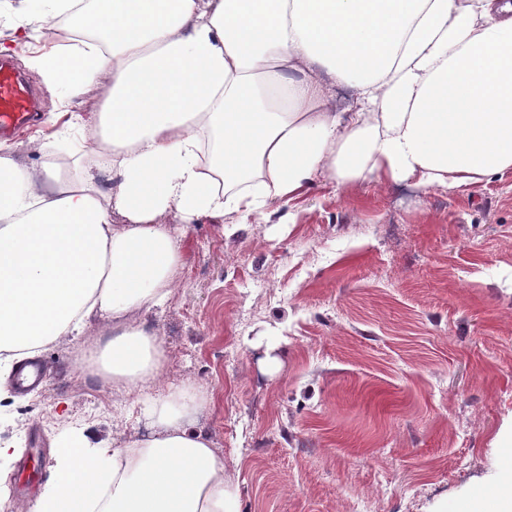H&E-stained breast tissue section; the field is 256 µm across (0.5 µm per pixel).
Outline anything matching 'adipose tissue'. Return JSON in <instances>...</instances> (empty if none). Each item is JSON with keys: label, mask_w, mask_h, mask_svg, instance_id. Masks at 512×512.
<instances>
[{"label": "adipose tissue", "mask_w": 512, "mask_h": 512, "mask_svg": "<svg viewBox=\"0 0 512 512\" xmlns=\"http://www.w3.org/2000/svg\"><path fill=\"white\" fill-rule=\"evenodd\" d=\"M63 17L91 35L30 66L71 100L106 77L99 111L68 123L100 143H74L67 171L54 142H32L36 169L0 143L1 371L101 322L93 373L154 379L165 351L130 316L168 297L170 213L248 224L321 180L461 188L512 172V0H17L0 54ZM201 406L183 389L155 399L153 431L120 446L72 426L31 512H239Z\"/></svg>", "instance_id": "ef3b65f1"}]
</instances>
